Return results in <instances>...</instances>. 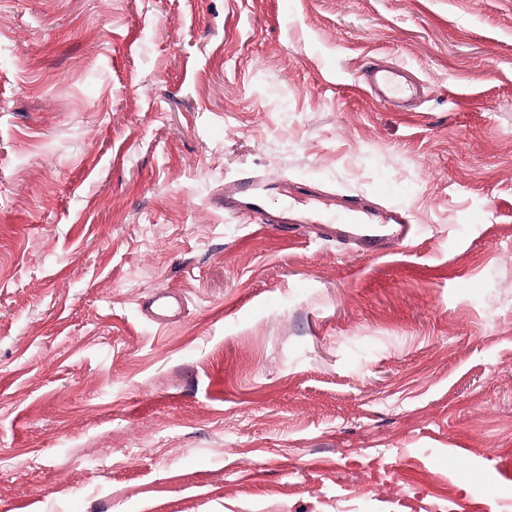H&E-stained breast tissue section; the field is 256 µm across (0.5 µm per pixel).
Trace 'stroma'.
Instances as JSON below:
<instances>
[{
    "label": "stroma",
    "instance_id": "obj_1",
    "mask_svg": "<svg viewBox=\"0 0 512 512\" xmlns=\"http://www.w3.org/2000/svg\"><path fill=\"white\" fill-rule=\"evenodd\" d=\"M245 170L419 234L260 228ZM408 502L512 512V0H0V512ZM398 71L393 67H384L373 71L368 79L371 87L378 89V98L385 99L398 88ZM272 183L245 172L224 187V211L244 218L259 217L265 212V202ZM168 295L162 293H156L146 304L144 310L155 319L159 321H165L161 319L170 318L176 316L178 311L181 309V303L178 302V307L175 308L173 304L168 301Z\"/></svg>",
    "mask_w": 512,
    "mask_h": 512
}]
</instances>
